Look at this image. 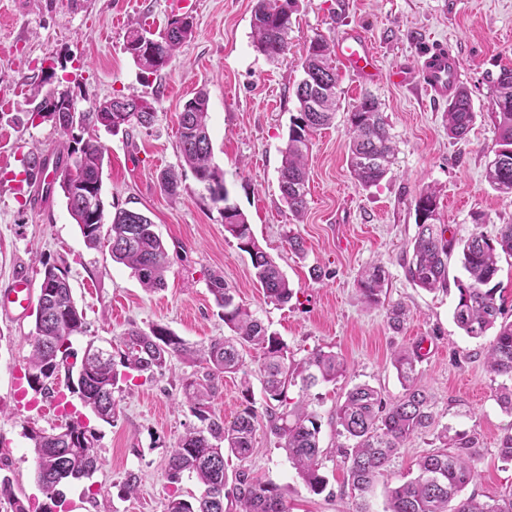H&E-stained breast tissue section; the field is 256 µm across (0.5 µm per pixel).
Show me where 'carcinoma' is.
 Segmentation results:
<instances>
[{
	"label": "carcinoma",
	"instance_id": "carcinoma-1",
	"mask_svg": "<svg viewBox=\"0 0 512 512\" xmlns=\"http://www.w3.org/2000/svg\"><path fill=\"white\" fill-rule=\"evenodd\" d=\"M298 0H257L252 19L253 44L258 53L274 63L288 53V33ZM193 20L188 15L174 16L164 33L152 39L138 30L129 32L124 46L138 68L158 73L172 54L193 36ZM335 46L323 35L309 40L301 67L304 78L295 88L297 114L291 119L288 138L282 149L279 170L281 200L297 219L307 207L309 170L307 164L311 140L317 131L330 126L336 118L338 89ZM46 80L33 84L36 105L26 113L27 122L55 119L56 89H44ZM496 94L509 89L504 105H496L497 138L492 149L500 159L488 164L485 178L496 192L512 195V69L504 68L494 80ZM208 97L199 90L188 99L180 114L178 142L183 161L203 184L215 204H223L224 230L247 253L257 286L265 299L283 306L295 294L279 265L254 237L246 215L230 202L223 173L212 162V143L207 126ZM155 112L118 111L110 101L99 103L92 112L70 114V128L60 129L65 141L56 157L38 153L25 158V172L37 183L53 166L54 178L66 207L78 225L84 244L98 247L109 242L112 260L129 268L148 292L165 287L168 260L165 247L154 224L143 213L118 208L110 223H105L103 168L105 148L95 137L103 127L114 133L130 128H149ZM448 138L462 140L474 121L471 95L458 85L448 97L445 112ZM348 166L363 187L379 184L391 172L396 148L377 102L363 96L349 112ZM417 235L410 243L412 254L407 264L408 278L429 291L448 289V255L453 240L446 238L448 228L440 224L438 195L427 187L414 199ZM462 265L467 280L457 281L458 300L454 321L466 335L481 338L493 329L495 336L486 355L488 371L502 382L496 389V401L512 415V322H498L504 300L496 298V289L488 287L498 272L499 254L512 257V224H504L494 240L472 233L461 241ZM386 271L372 264L361 272L357 287L369 306L382 304ZM209 290L223 311L224 325L233 332L213 339L198 351L163 326L144 332L129 329L123 349L102 357L68 362L73 356L72 337L85 333V316L72 294L67 275L57 266L44 264L35 312V328L30 336L26 378L28 386L46 398L61 394L59 375L65 373V386L78 395L84 407L98 419L112 424L117 420L115 389L130 373H163L174 356L203 355L205 371L193 373L182 382L183 401L198 424L187 429L167 451L164 469L165 512H288L280 489L256 477L248 465L256 452L257 432L264 428L282 449L309 492L320 495L328 486L321 473L324 449L320 447L321 422L312 408L310 390L321 383H334L346 373L344 363L332 352L321 349L297 361L288 355V347L245 305L235 300V290L221 274L209 280ZM389 327L398 331L406 319V309L394 304L387 309ZM261 352L265 424L258 412L247 407L226 422L212 411L211 399L220 378L244 367V347ZM421 356L416 350H401L393 365L403 385L402 395L388 403L381 391L368 384H357L346 392L334 412L338 435L344 441L337 452L347 465V484L358 496L355 512H368L364 498L388 475L399 448L412 435L435 425L432 396L417 382ZM296 386L300 399L288 397ZM27 438L36 455V480L45 497L58 502L62 487L74 480L91 477L98 469V439L82 421L71 419L46 430L30 428ZM441 447L420 457L413 476L389 488L387 512H512V492L481 500L463 491L477 476L475 460L479 438L472 435H439ZM238 466L228 470L229 461ZM194 478L202 486L199 496L186 499L177 493L184 477ZM139 492V477L126 473L119 483L123 497ZM0 512H29L12 490V482L0 475Z\"/></svg>",
	"mask_w": 512,
	"mask_h": 512
}]
</instances>
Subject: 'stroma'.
I'll return each instance as SVG.
<instances>
[{
    "instance_id": "1",
    "label": "stroma",
    "mask_w": 512,
    "mask_h": 512,
    "mask_svg": "<svg viewBox=\"0 0 512 512\" xmlns=\"http://www.w3.org/2000/svg\"><path fill=\"white\" fill-rule=\"evenodd\" d=\"M169 0H0V289L18 275L40 286L44 263L67 275L74 299L86 317V334L73 337L83 353L89 341L121 349L130 327L162 325L188 343L203 347L228 335L209 291L211 274L223 273L236 299L247 305L287 344L294 359L312 350L332 351L347 372L312 390L321 420L323 472L327 493L307 491L273 438L259 436L252 459L257 474L280 486L290 512H354L346 466L336 451L334 410L354 385L378 388L395 401L402 385L393 365L395 350L422 347L418 380L435 401L436 425L407 439L386 484L374 487L370 512H384L386 487L409 478L417 459L439 447L440 428L478 434V476L467 488L477 497L512 492V467L497 452L500 437L512 432V415L495 397L499 380L486 368L489 338L466 336L453 320L457 280L466 279L460 250L448 258L447 291L429 292L406 276V247L417 233L414 199L426 187L439 195L442 223L464 237L479 232L496 238L512 224V197L494 191L485 179L496 139L492 84L512 68V0H299L285 58L270 63L252 43L256 0H198L194 34L149 77L124 50L130 29L159 33L171 19ZM356 28L371 41L385 72L365 82L337 67L339 109L333 125L314 135L309 154L307 209L294 218L280 199L279 169L303 76L300 61L309 38L335 41ZM438 42L457 56L462 82L471 92L475 119L467 140L448 137L446 103L420 93L417 84H392L389 72H418L423 54ZM70 89L79 111L137 93L153 101L150 128L131 134L98 130L106 149L103 198L106 213L132 209L147 215L167 251L164 290L146 292L130 269L113 261L108 245L87 248L52 173L20 196L11 185L19 159L36 150L55 156L61 135L53 121L24 123L32 80ZM208 93L213 162L231 203L247 216L259 243L274 257L296 291L287 305L264 300L251 261L224 229L218 205L181 157L176 131L184 103L198 89ZM372 95L389 123L397 149L391 172L365 188L347 163V116L363 95ZM175 170L179 193L160 187L162 171ZM298 235L304 254H295L288 234ZM387 271L385 302L366 305L357 290L361 271L373 262ZM320 267L322 279L311 270ZM403 303L409 316L400 331L387 323L386 305ZM34 330L32 314L0 312V473L14 494L36 512L45 501L36 482V460L26 437L30 427L50 428L66 417L81 418L99 437L101 461L92 477L65 486L66 512H98L109 499L111 512H163L167 450L194 419L179 409L181 381L194 370L172 358L163 374L136 376L117 394L118 418L108 424L70 395L60 412L35 392H22L20 377ZM250 396L243 377L225 375L213 402L215 413L232 420L247 406L263 410L255 353H247ZM141 477L138 497L124 499L117 484L126 472Z\"/></svg>"
}]
</instances>
